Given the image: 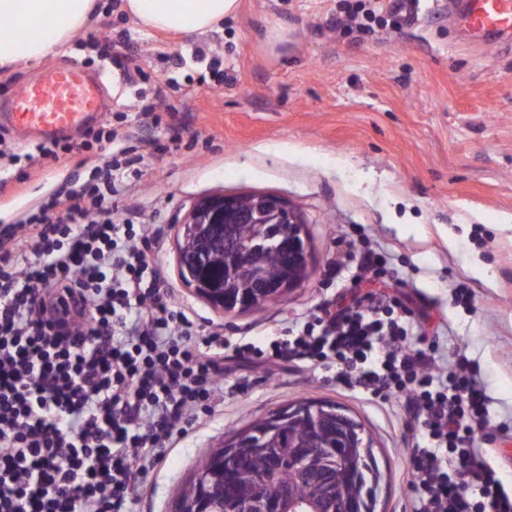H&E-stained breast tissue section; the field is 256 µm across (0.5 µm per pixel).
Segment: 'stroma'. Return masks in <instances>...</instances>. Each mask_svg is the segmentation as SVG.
<instances>
[{
    "label": "stroma",
    "mask_w": 512,
    "mask_h": 512,
    "mask_svg": "<svg viewBox=\"0 0 512 512\" xmlns=\"http://www.w3.org/2000/svg\"><path fill=\"white\" fill-rule=\"evenodd\" d=\"M340 0H240L216 30L185 35L135 24L122 0H97L87 32L34 65L0 69V101L45 70L72 64L101 74L109 111L154 107L162 121L126 147L141 175L121 203L137 224H154L150 254L203 328L226 338L272 334L338 300L356 266L339 257L383 259L374 287L413 299V319L436 339L438 364L474 360L490 398V462L512 489V33L472 36L464 0H423L417 20L366 35L335 24ZM131 38L146 78L128 81L111 45ZM223 70L224 84L208 75ZM177 88L158 94L159 80ZM182 140L159 152L152 140ZM0 225L69 178L77 163L25 161L33 152L0 126ZM22 156L12 164L11 154ZM273 193L301 210L313 256L308 280L263 309L227 314L198 297L179 268V229L192 206L216 194ZM329 400L347 408L373 442L381 473L375 512H411L408 431L397 401L341 390L329 372L282 364L237 368L224 404L193 429L136 489L137 512H171L200 458L269 412Z\"/></svg>",
    "instance_id": "35a3bbf8"
}]
</instances>
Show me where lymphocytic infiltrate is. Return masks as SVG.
<instances>
[{
	"instance_id": "obj_1",
	"label": "lymphocytic infiltrate",
	"mask_w": 512,
	"mask_h": 512,
	"mask_svg": "<svg viewBox=\"0 0 512 512\" xmlns=\"http://www.w3.org/2000/svg\"><path fill=\"white\" fill-rule=\"evenodd\" d=\"M420 0L389 11L343 0L337 24L363 34L414 21ZM111 121L76 153L97 158L0 226V512H134L137 486L224 396L229 361L332 369L336 381L402 405L415 432L412 512H512V493L476 443L488 398L465 356L444 371L407 340L410 300L360 292L281 328L267 348L228 346L178 302L147 252L149 225L114 218L134 166Z\"/></svg>"
}]
</instances>
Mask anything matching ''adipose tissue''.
<instances>
[{
  "instance_id": "obj_1",
  "label": "adipose tissue",
  "mask_w": 512,
  "mask_h": 512,
  "mask_svg": "<svg viewBox=\"0 0 512 512\" xmlns=\"http://www.w3.org/2000/svg\"><path fill=\"white\" fill-rule=\"evenodd\" d=\"M95 0H0V68L36 64L60 53L91 21ZM128 17L145 27L187 34L216 29L239 10V0H124Z\"/></svg>"
}]
</instances>
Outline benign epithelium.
I'll return each instance as SVG.
<instances>
[{
    "label": "benign epithelium",
    "instance_id": "benign-epithelium-1",
    "mask_svg": "<svg viewBox=\"0 0 512 512\" xmlns=\"http://www.w3.org/2000/svg\"><path fill=\"white\" fill-rule=\"evenodd\" d=\"M251 199L254 208H240V200ZM253 224L255 233L246 240H239L236 225ZM183 234L193 235L199 242L198 249L187 256L179 255V262L187 283L195 291L221 308L226 313L251 310L255 306L283 297L300 287L308 276L310 264L309 236L306 221L297 208L282 197L272 194L210 195L197 202L183 222ZM222 248L226 262L248 278L255 294L236 298L224 293V284L206 280L199 271L206 266L210 251ZM279 253L284 263V274L278 281L270 282L260 276L258 266L263 256ZM331 412L336 416V426L343 434V448L329 449L338 465H350L358 458L362 461L373 457V444L361 422L339 407L324 402H304L289 405L266 417L264 431L273 432L285 419L303 415L314 421ZM317 448L312 440L298 448L293 457L294 467L304 476H309L310 459ZM369 481L364 494L352 498H341L336 493V481L328 479L324 484L320 512H369V505L376 499L381 481L377 469L368 472ZM213 489L199 486L194 495V512H213ZM233 512H266V504L248 496H242L234 505Z\"/></svg>",
    "mask_w": 512,
    "mask_h": 512
}]
</instances>
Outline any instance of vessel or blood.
<instances>
[{"label":"vessel or blood","mask_w":512,"mask_h":512,"mask_svg":"<svg viewBox=\"0 0 512 512\" xmlns=\"http://www.w3.org/2000/svg\"><path fill=\"white\" fill-rule=\"evenodd\" d=\"M465 23L481 33L512 30V0H466ZM104 83L78 65L54 68L23 87L8 104L7 117L21 140L43 142L102 120Z\"/></svg>","instance_id":"b4317fda"}]
</instances>
